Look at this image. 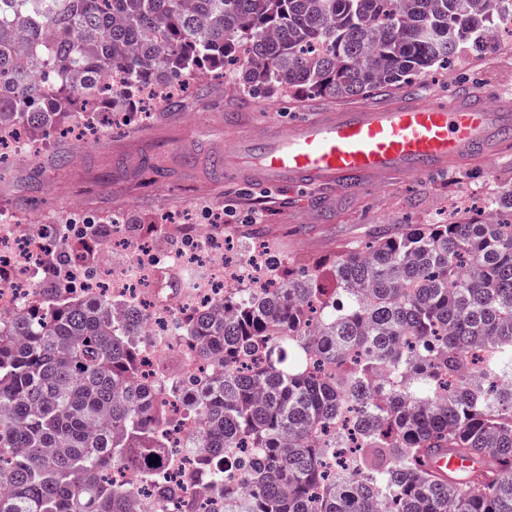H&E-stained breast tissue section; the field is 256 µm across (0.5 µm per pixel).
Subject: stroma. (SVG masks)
Listing matches in <instances>:
<instances>
[{"instance_id": "obj_1", "label": "stroma", "mask_w": 512, "mask_h": 512, "mask_svg": "<svg viewBox=\"0 0 512 512\" xmlns=\"http://www.w3.org/2000/svg\"><path fill=\"white\" fill-rule=\"evenodd\" d=\"M470 90L494 101L512 93V40L478 50L461 43L453 66L356 100L293 92L255 96L215 74L191 79L186 96L153 109L147 123L116 121L107 135L81 138L83 113L63 118L39 149L0 165V209L18 220L57 224L117 215L146 233L161 224H199L224 216V234L240 245H278L295 269L310 268L401 224L466 222L488 216L491 199L512 189V140L492 155L448 165L425 177L402 176L330 199L317 188L228 183L212 149L286 127L326 108L383 105L415 95L449 99Z\"/></svg>"}]
</instances>
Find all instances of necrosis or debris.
Wrapping results in <instances>:
<instances>
[{"mask_svg": "<svg viewBox=\"0 0 512 512\" xmlns=\"http://www.w3.org/2000/svg\"><path fill=\"white\" fill-rule=\"evenodd\" d=\"M63 238H50L44 225L24 224L0 211V315L14 312L34 296L37 284L50 276L70 277L71 292L84 299H105L113 313L133 308L144 317L139 336L141 369L155 399L165 404L172 419L168 428L172 465L143 478L121 472V479L136 487L137 512H183L177 501L157 504V484L184 482L196 472L197 457L189 447L194 422L176 393L180 385L200 381L205 366L180 337L185 319L200 309L219 304L228 288H262L271 282L266 244L255 245L244 257L232 255L224 243V226L165 224L161 230L177 237L175 246L161 247L154 238L130 235L125 225L112 227L104 258L88 265L95 249L83 225L63 224ZM69 245L68 266L50 262L53 249ZM199 271L194 287L172 290L164 272Z\"/></svg>", "mask_w": 512, "mask_h": 512, "instance_id": "necrosis-or-debris-1", "label": "necrosis or debris"}]
</instances>
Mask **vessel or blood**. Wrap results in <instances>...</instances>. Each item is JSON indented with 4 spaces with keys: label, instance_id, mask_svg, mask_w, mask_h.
<instances>
[{
    "label": "vessel or blood",
    "instance_id": "1",
    "mask_svg": "<svg viewBox=\"0 0 512 512\" xmlns=\"http://www.w3.org/2000/svg\"><path fill=\"white\" fill-rule=\"evenodd\" d=\"M512 137V96L487 104L470 93L450 101L412 99L320 113L267 130L225 154L224 176L272 186L299 184L344 193L397 174L433 170L494 151ZM432 469L464 473L473 460L439 452Z\"/></svg>",
    "mask_w": 512,
    "mask_h": 512
}]
</instances>
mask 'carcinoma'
I'll list each match as a JSON object with an SVG mask.
<instances>
[{
    "label": "carcinoma",
    "instance_id": "carcinoma-1",
    "mask_svg": "<svg viewBox=\"0 0 512 512\" xmlns=\"http://www.w3.org/2000/svg\"><path fill=\"white\" fill-rule=\"evenodd\" d=\"M512 0H0V126L50 134L121 63L181 94L206 69L252 94L356 97L493 41ZM509 214L406 226L279 286L234 289L184 324L212 361L185 389L196 454L232 512H512ZM140 315L116 322L47 278L0 319V512H129L169 461L140 380ZM351 448L349 470L326 458ZM445 449L482 466L438 473ZM159 458L149 464V457Z\"/></svg>",
    "mask_w": 512,
    "mask_h": 512
}]
</instances>
